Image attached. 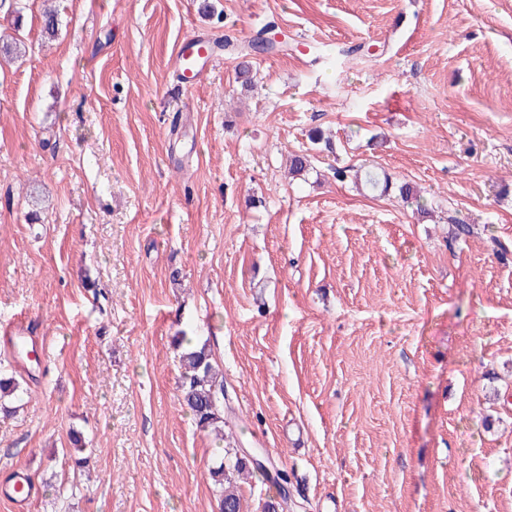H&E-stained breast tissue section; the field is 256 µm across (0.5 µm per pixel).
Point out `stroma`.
Instances as JSON below:
<instances>
[{"label": "stroma", "mask_w": 512, "mask_h": 512, "mask_svg": "<svg viewBox=\"0 0 512 512\" xmlns=\"http://www.w3.org/2000/svg\"><path fill=\"white\" fill-rule=\"evenodd\" d=\"M270 25L253 88L230 54L176 78L191 33ZM0 36V325L47 340L0 343L29 512H218L228 448L286 471L287 512H512V0H0ZM181 330L223 441L178 401ZM25 318H18L1 327V334L7 343L26 349L27 357L34 358L46 353V342L43 337L25 336ZM30 338V342L28 340ZM30 347V349H29Z\"/></svg>", "instance_id": "1"}]
</instances>
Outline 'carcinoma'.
I'll list each match as a JSON object with an SVG mask.
<instances>
[{
	"label": "carcinoma",
	"mask_w": 512,
	"mask_h": 512,
	"mask_svg": "<svg viewBox=\"0 0 512 512\" xmlns=\"http://www.w3.org/2000/svg\"><path fill=\"white\" fill-rule=\"evenodd\" d=\"M278 45L258 36L247 44L238 45L237 57L242 59L239 64L237 78L241 85L247 88L253 86V75L245 58L253 54L269 53ZM310 168L309 155L295 153L290 158L289 174L301 176ZM353 175L355 182L362 183L375 190L379 186H389V179H380L372 171L361 172L352 167L336 168L333 176L338 181ZM177 345L181 348L179 365L181 369L178 390L181 402L192 413L197 426L202 429L211 428L219 433L224 432V377L215 365L207 343L191 348L184 347L189 342L186 332L176 337ZM261 473L266 480L273 484L287 481L286 474L278 473V478H272L259 464L249 466L247 460L238 456H227L219 465L211 468L210 477L219 488V512H244L239 482L248 478L251 471Z\"/></svg>",
	"instance_id": "1"
}]
</instances>
